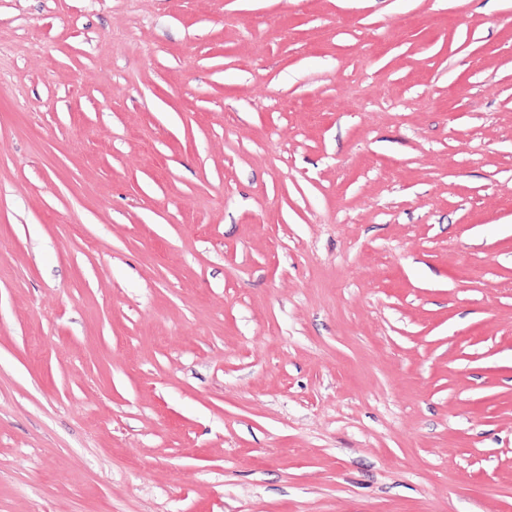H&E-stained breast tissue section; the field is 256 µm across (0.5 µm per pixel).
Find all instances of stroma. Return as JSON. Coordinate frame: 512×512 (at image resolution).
<instances>
[{
  "mask_svg": "<svg viewBox=\"0 0 512 512\" xmlns=\"http://www.w3.org/2000/svg\"><path fill=\"white\" fill-rule=\"evenodd\" d=\"M0 512H512V0H0Z\"/></svg>",
  "mask_w": 512,
  "mask_h": 512,
  "instance_id": "35a3bbf8",
  "label": "stroma"
}]
</instances>
